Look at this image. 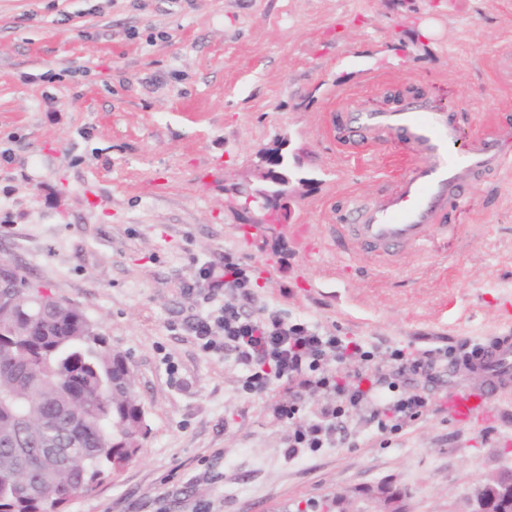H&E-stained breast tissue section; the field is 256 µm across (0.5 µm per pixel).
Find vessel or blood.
<instances>
[{"label":"vessel or blood","mask_w":512,"mask_h":512,"mask_svg":"<svg viewBox=\"0 0 512 512\" xmlns=\"http://www.w3.org/2000/svg\"><path fill=\"white\" fill-rule=\"evenodd\" d=\"M346 120L350 134L398 138L412 156L396 194L371 205L353 203L350 223L336 232L337 245L349 252L395 258L423 249L443 232L440 217L450 199L477 179L512 169V125L507 123L492 137L463 140L452 112L422 99L386 111L352 108ZM460 364L479 381L480 390L450 395L446 409L451 420L474 426L490 416L499 393L512 387V328L469 348Z\"/></svg>","instance_id":"b4317fda"}]
</instances>
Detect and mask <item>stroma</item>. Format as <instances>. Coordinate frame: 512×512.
<instances>
[{
  "label": "stroma",
  "instance_id": "1",
  "mask_svg": "<svg viewBox=\"0 0 512 512\" xmlns=\"http://www.w3.org/2000/svg\"><path fill=\"white\" fill-rule=\"evenodd\" d=\"M408 87L464 135L512 116V0H0V258L128 356L148 426L63 512H391L382 488L401 512H473L477 486L512 471V389L494 420L458 425L440 401L474 389L460 369L401 434L355 417L348 444L288 458L279 392H242L233 360L185 328L218 315L222 299L183 286L228 251L254 271L255 306L339 336L427 349L506 327L512 174L467 187L447 235L400 264L336 245L351 201L406 174L400 141L338 143L336 102L373 111ZM283 137L310 181L291 222L317 255L274 235L240 246L225 202Z\"/></svg>",
  "mask_w": 512,
  "mask_h": 512
}]
</instances>
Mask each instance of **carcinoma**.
Returning a JSON list of instances; mask_svg holds the SVG:
<instances>
[{
	"mask_svg": "<svg viewBox=\"0 0 512 512\" xmlns=\"http://www.w3.org/2000/svg\"><path fill=\"white\" fill-rule=\"evenodd\" d=\"M20 304L0 320V512H55L93 492L132 459L146 434L127 357L84 313L15 275ZM72 445L58 469L41 456ZM512 472L490 497L508 508Z\"/></svg>",
	"mask_w": 512,
	"mask_h": 512,
	"instance_id": "cac0c4a2",
	"label": "carcinoma"
}]
</instances>
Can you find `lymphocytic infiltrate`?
Segmentation results:
<instances>
[{
    "instance_id": "lymphocytic-infiltrate-1",
    "label": "lymphocytic infiltrate",
    "mask_w": 512,
    "mask_h": 512,
    "mask_svg": "<svg viewBox=\"0 0 512 512\" xmlns=\"http://www.w3.org/2000/svg\"><path fill=\"white\" fill-rule=\"evenodd\" d=\"M187 290L207 300L223 296L219 315L196 318L189 329L205 348L232 356L242 371V391H285L276 411L289 426L291 458L345 444L347 423L357 414L379 433H400L430 405L438 368L458 365L463 352L459 346L421 352L383 341L365 345L302 318L254 309L252 271L231 252L223 269L200 267ZM310 395L322 403L305 418Z\"/></svg>"
}]
</instances>
